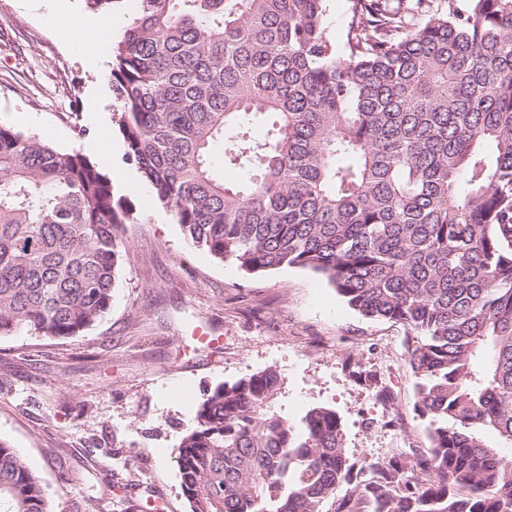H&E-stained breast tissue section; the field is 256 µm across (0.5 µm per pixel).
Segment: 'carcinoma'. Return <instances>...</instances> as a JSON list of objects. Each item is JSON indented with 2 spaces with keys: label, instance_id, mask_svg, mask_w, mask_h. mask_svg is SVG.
Returning <instances> with one entry per match:
<instances>
[{
  "label": "carcinoma",
  "instance_id": "obj_1",
  "mask_svg": "<svg viewBox=\"0 0 512 512\" xmlns=\"http://www.w3.org/2000/svg\"><path fill=\"white\" fill-rule=\"evenodd\" d=\"M141 0L112 43L126 159L185 238L248 274L301 267L399 323L426 443L360 467L340 416L273 410L267 367L180 436L191 512H512V0ZM260 138L250 134L255 122ZM224 161L249 173L217 178ZM132 212L85 154L0 124V337L110 310ZM0 512H52L0 440ZM350 0H331L327 23L337 40H340L349 17ZM211 166L216 176L224 178V182L240 183L248 177L245 170L224 164V149L219 143L215 144L212 148Z\"/></svg>",
  "mask_w": 512,
  "mask_h": 512
}]
</instances>
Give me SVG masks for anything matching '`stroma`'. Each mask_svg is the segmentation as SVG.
I'll use <instances>...</instances> for the list:
<instances>
[{
  "mask_svg": "<svg viewBox=\"0 0 512 512\" xmlns=\"http://www.w3.org/2000/svg\"><path fill=\"white\" fill-rule=\"evenodd\" d=\"M50 9L0 0V123L62 149L101 146L100 170L133 208L101 321L65 339L0 337V440L41 478L53 512H190L181 433L207 390L269 366L283 377L276 408L292 419L335 409L352 462L424 445L403 327L363 317L311 270L249 275L189 244L124 160L107 74L67 47ZM198 328L220 345L203 348ZM380 385L392 403L378 401Z\"/></svg>",
  "mask_w": 512,
  "mask_h": 512,
  "instance_id": "obj_1",
  "label": "stroma"
}]
</instances>
